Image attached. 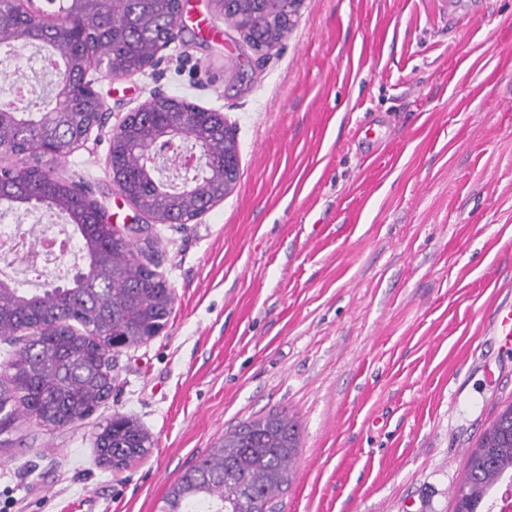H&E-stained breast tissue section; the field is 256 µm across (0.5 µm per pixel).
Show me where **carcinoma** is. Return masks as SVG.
I'll return each instance as SVG.
<instances>
[{
	"label": "carcinoma",
	"mask_w": 512,
	"mask_h": 512,
	"mask_svg": "<svg viewBox=\"0 0 512 512\" xmlns=\"http://www.w3.org/2000/svg\"><path fill=\"white\" fill-rule=\"evenodd\" d=\"M214 11L228 18L245 15L246 38L258 50L279 43L290 28L281 0H212ZM129 2L112 5L107 16L104 0H72L71 9L82 21L79 39L57 45L50 26H42L35 46L53 49L62 63L48 98L51 113L27 100H0V143L23 154L56 130L76 143L95 120L94 105L69 111L60 97L66 85L83 73L88 51L106 60L114 73L141 70L151 60L154 44L135 32H125L122 13ZM179 0H150L140 7L138 26L148 31L179 13ZM31 20L23 15L0 24V52L8 56L28 45L22 38ZM187 137L205 141L212 164L199 174L189 191L164 190L153 178L142 150L161 133L151 117L134 114L112 132V164L120 176V191L151 219L177 222L193 218L211 201L226 196V163L238 157L236 139L225 138L204 109ZM3 185L12 194L0 206L26 205L29 180L13 168H3ZM35 203L50 215H61L81 238L88 262L87 276H75L64 286L33 293L14 281L0 279V336L38 331V348L28 339L9 359L10 373L0 382V433L25 416L39 424L64 426L90 415L112 389L113 349L145 341L162 331L172 313L174 294L153 269L144 251L105 224L94 222V201L78 200L69 182L52 173L34 185ZM105 463L121 468L145 456L154 445L152 435L133 419L116 415L97 435ZM299 448L293 419L283 412L243 423L185 471L169 488L160 512H273V500L289 481ZM466 483L456 492V512H479L491 487L512 474V404L502 409L482 434L466 461Z\"/></svg>",
	"instance_id": "carcinoma-1"
}]
</instances>
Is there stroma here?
<instances>
[{"mask_svg": "<svg viewBox=\"0 0 512 512\" xmlns=\"http://www.w3.org/2000/svg\"><path fill=\"white\" fill-rule=\"evenodd\" d=\"M157 68L101 79L112 117L50 168L147 227L175 294L162 332L114 356L87 418L0 434V512H158L239 424L286 411L300 448L274 512H455L468 453L512 403V346L483 329L512 301V0H304L256 56L211 0ZM27 48L0 97L42 98ZM223 112L233 192L149 224L113 186L110 138L154 88ZM152 434L115 470L112 416Z\"/></svg>", "mask_w": 512, "mask_h": 512, "instance_id": "1", "label": "stroma"}]
</instances>
